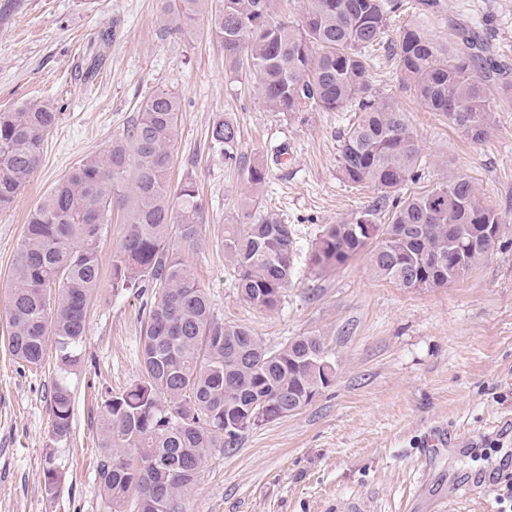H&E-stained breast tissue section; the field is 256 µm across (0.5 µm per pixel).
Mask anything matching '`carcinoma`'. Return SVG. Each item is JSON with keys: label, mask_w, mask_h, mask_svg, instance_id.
Segmentation results:
<instances>
[{"label": "carcinoma", "mask_w": 512, "mask_h": 512, "mask_svg": "<svg viewBox=\"0 0 512 512\" xmlns=\"http://www.w3.org/2000/svg\"><path fill=\"white\" fill-rule=\"evenodd\" d=\"M201 0H164L161 35L189 31ZM403 0H304L301 19L277 16L276 0H221L210 29L230 67L246 60L266 107L296 115L352 108L358 121L339 132L338 168L354 187H371L373 204L338 224H324L309 252L319 277L366 256L373 276L414 288H441L503 246L499 207L457 173L421 192V139L393 96H382L370 71L382 50L399 82L448 125L475 143L493 132L512 81L483 58L484 45L464 30L434 39L422 25L390 34ZM502 86L490 101L489 85ZM181 100L158 90L111 144L81 159L30 213L9 276L8 347L39 365L54 341L59 379L51 396L48 447L69 442L72 397L66 374L82 362L89 300L100 287L99 238L112 214L127 231L112 257L111 288L151 292L140 345V374L100 407V493L112 512H174L197 480L209 448H233L262 423L309 405L336 379V355L320 335L269 347L242 323L219 322L185 258L205 224L196 183L171 188L168 171L178 137ZM58 112L41 100L0 111V209L12 206L37 170ZM211 146L224 164L244 165L237 126L216 119ZM269 166L251 164L247 181L266 183ZM379 227L370 238L365 226ZM478 247L468 248L470 239ZM298 241L292 225L256 216L246 206L224 229V259L247 304L275 310L292 282ZM45 487L63 474L45 458Z\"/></svg>", "instance_id": "cac0c4a2"}]
</instances>
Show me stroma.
Instances as JSON below:
<instances>
[{
	"instance_id": "35a3bbf8",
	"label": "stroma",
	"mask_w": 512,
	"mask_h": 512,
	"mask_svg": "<svg viewBox=\"0 0 512 512\" xmlns=\"http://www.w3.org/2000/svg\"><path fill=\"white\" fill-rule=\"evenodd\" d=\"M219 2L202 0L194 27L169 38L159 34L163 0H95L90 9L84 0H16L0 18V109L41 98L58 113L30 183L0 211V291L43 196L79 160L107 148L154 91H175L181 112L170 175L199 185L205 225L186 258L217 320L247 324L270 345L324 336L338 364L334 384L308 406L248 431L237 447L208 449L175 512H336L354 497L371 512H433L453 474L485 476L488 491L451 512H504L490 474L512 448V111L499 113L486 140L471 142L402 89L394 61L380 57L372 84L395 96L424 143L421 177L409 192L459 172L472 176L505 214L511 245L442 288L377 279L361 256L315 278L307 256L321 226L375 198L338 169L336 134L355 114L269 111L254 76L226 66L211 35ZM442 4L435 16L421 20L410 10L393 24L423 22L440 41L454 26L476 32L488 57L512 73V0ZM222 116L238 126L247 162L269 160L275 146L287 145L261 188L212 150L208 132ZM250 198L261 213L294 225L299 238L292 283L274 311L239 300L224 260V227ZM126 230L105 225L99 241L101 283L88 309L83 364L66 379L73 435L52 450L64 479L51 496L44 468L55 351L47 349L41 366L20 363L0 332V512H111L98 489L99 407L138 377L147 301L110 286ZM441 427L454 434L456 449L441 456L426 485L425 439Z\"/></svg>"
}]
</instances>
